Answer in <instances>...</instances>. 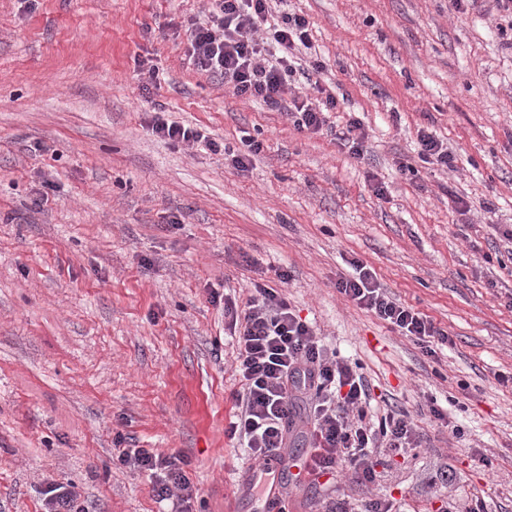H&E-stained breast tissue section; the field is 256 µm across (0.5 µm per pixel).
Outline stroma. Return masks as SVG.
<instances>
[{
	"mask_svg": "<svg viewBox=\"0 0 512 512\" xmlns=\"http://www.w3.org/2000/svg\"><path fill=\"white\" fill-rule=\"evenodd\" d=\"M209 7L0 0V512H43L53 481L90 512H172L113 464L120 446L183 455L193 512H254L252 463L224 433L240 388L224 299L257 283L424 437L374 449L378 482L344 461L329 485L294 434L288 512H512V46L493 0L462 17L449 0H281L309 22L296 56L336 97L329 125L368 135L360 159L189 63L170 27ZM159 105L213 147L155 134ZM422 129L452 168L419 156ZM246 132L263 148L242 171ZM353 258L450 343L427 355L347 302ZM345 499L333 503L328 512H390L391 506L380 499L361 500L360 503L344 502Z\"/></svg>",
	"mask_w": 512,
	"mask_h": 512,
	"instance_id": "35a3bbf8",
	"label": "stroma"
}]
</instances>
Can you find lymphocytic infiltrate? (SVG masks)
<instances>
[{
	"label": "lymphocytic infiltrate",
	"mask_w": 512,
	"mask_h": 512,
	"mask_svg": "<svg viewBox=\"0 0 512 512\" xmlns=\"http://www.w3.org/2000/svg\"><path fill=\"white\" fill-rule=\"evenodd\" d=\"M213 2L208 14L188 22L185 54L190 63L223 79L238 97L286 111L299 129L313 134L327 131L326 114L337 105L334 96H326L320 107L297 97L284 98L286 78L295 70L294 51L309 43L306 17L288 13L274 18V0ZM270 43L280 51L273 65L263 57ZM350 267L336 281L344 298L417 344L448 342L447 332L426 315L392 298L367 263L355 258ZM224 316L237 350L240 382L237 411L225 433L248 448L258 463L282 453L297 429L309 441L310 474L335 476L339 460L344 459L352 464L359 482L373 484L380 475L369 449L404 451L421 446V435L408 412H375L362 376L324 347L314 327L294 313L278 289L255 284L245 305L225 299ZM300 401L308 414L297 421L292 410ZM116 460L145 473L155 496L175 500V512H191L198 489L185 473L183 456L153 448H122Z\"/></svg>",
	"instance_id": "obj_1"
}]
</instances>
